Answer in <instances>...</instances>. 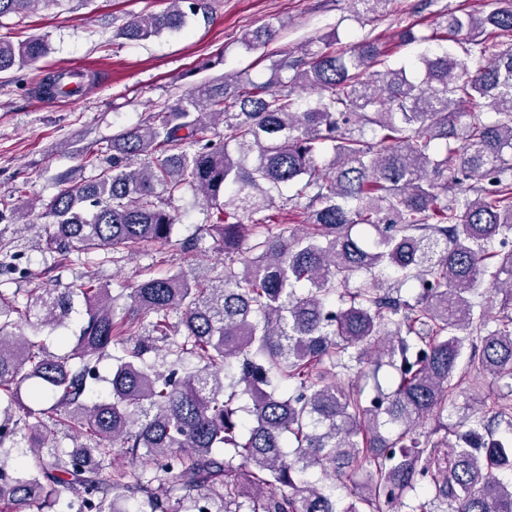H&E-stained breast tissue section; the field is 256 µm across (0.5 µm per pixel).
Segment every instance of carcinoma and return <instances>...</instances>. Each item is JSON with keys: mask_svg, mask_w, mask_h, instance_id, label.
<instances>
[{"mask_svg": "<svg viewBox=\"0 0 512 512\" xmlns=\"http://www.w3.org/2000/svg\"><path fill=\"white\" fill-rule=\"evenodd\" d=\"M40 2L0 0V19ZM168 2L119 35L158 36L206 7ZM391 3L351 0L364 25ZM274 35L266 26L242 45ZM509 35L512 0L440 14L429 36L406 23L401 45L451 39L462 50L408 67L391 66L375 37L344 49L332 37L280 52L267 83L201 84L85 152L98 174L59 180L41 203L51 257L165 245L169 203L190 188L207 204L201 231L227 261L213 277L149 274L123 303L92 274L22 300L0 292V512H121L135 495L147 506L135 512H512V479L501 478L512 442L493 438L512 429V388L470 394L495 407L489 420L447 415L459 371L512 378V47L499 41ZM47 51L40 37L0 39V73ZM82 77L68 88L69 73L51 72L37 91L82 95L96 76ZM304 89L316 99L303 101ZM277 198L303 228H278L268 214ZM35 208L0 200V220L30 227ZM358 225L375 231L373 244L352 235ZM244 238L251 256L236 260ZM491 258L492 328L472 301ZM384 272L399 287L374 284ZM77 302L73 346L49 351L39 335L67 327ZM105 356L110 393L92 399ZM63 431L83 442L61 449ZM116 452L145 467L114 469ZM327 480L349 483V501Z\"/></svg>", "mask_w": 512, "mask_h": 512, "instance_id": "cac0c4a2", "label": "carcinoma"}]
</instances>
